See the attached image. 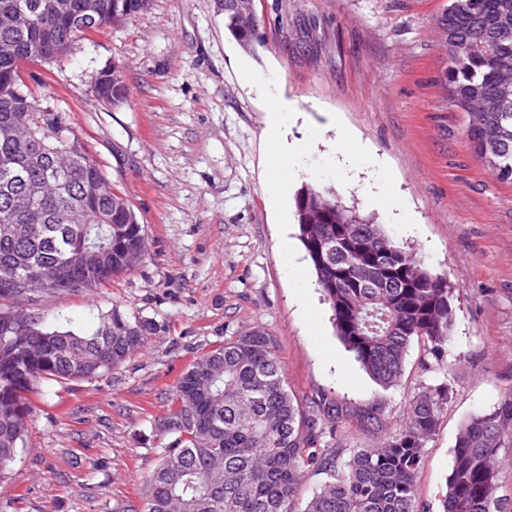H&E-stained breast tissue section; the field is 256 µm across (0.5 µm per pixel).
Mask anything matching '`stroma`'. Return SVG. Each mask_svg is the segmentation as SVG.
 Masks as SVG:
<instances>
[{
	"label": "stroma",
	"instance_id": "stroma-1",
	"mask_svg": "<svg viewBox=\"0 0 512 512\" xmlns=\"http://www.w3.org/2000/svg\"><path fill=\"white\" fill-rule=\"evenodd\" d=\"M448 0H257L259 42L243 50L224 28L222 0H152L125 24H106L48 65H27L50 86L107 178L130 201L149 254L94 294L60 293L28 306L48 328L92 330L121 306L153 321L142 351L94 380L49 381L8 478L0 512H126L172 442L160 425L174 386L225 337H274L291 392L343 408L325 418L343 454L394 434L422 386L452 398L417 478L422 512H440L455 437L471 415L512 391V182L474 154L463 113L441 88L448 55L437 20ZM275 75L278 98L299 112L290 137L319 136L311 161L345 157L339 126L387 164L415 221L394 231L447 274L456 319L444 361L410 348L398 386L341 384L304 324L282 256L309 260L297 224L280 233L267 192V107L237 64ZM121 63L127 101L104 105L99 71ZM373 406L369 431L356 413Z\"/></svg>",
	"mask_w": 512,
	"mask_h": 512
}]
</instances>
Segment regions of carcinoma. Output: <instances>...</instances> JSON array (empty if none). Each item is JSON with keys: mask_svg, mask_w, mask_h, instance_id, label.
<instances>
[{"mask_svg": "<svg viewBox=\"0 0 512 512\" xmlns=\"http://www.w3.org/2000/svg\"><path fill=\"white\" fill-rule=\"evenodd\" d=\"M150 2L0 0V20L34 15L30 26H0L1 299H14L11 282L37 266H59L67 283L37 288L34 297L92 294L130 272L128 254L148 255L130 202L117 190L92 194L105 174L67 114L26 88L20 65L52 63L89 32L130 21ZM438 25L448 29V102L465 114L476 156L512 181V0H449ZM224 27L250 49L256 0L246 12L224 10ZM94 92L106 105L125 101L123 66L103 68ZM36 194L43 219L26 224L23 211ZM295 209L336 335L369 378L383 390L397 386L415 341L443 360L456 318L447 277L330 188L302 187ZM154 330L118 305L89 332L48 330L33 316L1 310L0 480L24 445L30 395L42 382L102 378ZM450 398L446 383L422 387L395 434L346 457L323 441L321 407L302 410L288 390L273 337L229 336L175 385L163 421L174 440L146 478L143 512H419L416 477ZM511 447L512 392L460 426L441 512H506L497 497L498 453ZM312 473L323 480L301 500Z\"/></svg>", "mask_w": 512, "mask_h": 512, "instance_id": "cac0c4a2", "label": "carcinoma"}]
</instances>
